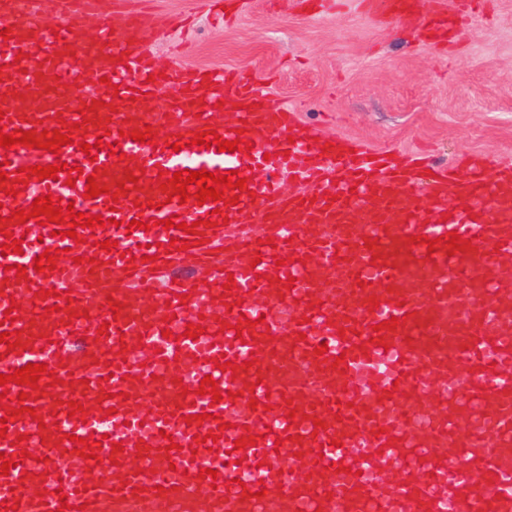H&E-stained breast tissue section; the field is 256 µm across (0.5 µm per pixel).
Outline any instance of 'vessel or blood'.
<instances>
[{"mask_svg": "<svg viewBox=\"0 0 512 512\" xmlns=\"http://www.w3.org/2000/svg\"><path fill=\"white\" fill-rule=\"evenodd\" d=\"M472 2L357 0L376 24L434 46L458 36ZM88 6L99 16L91 36ZM4 29L0 132L39 140L76 122L86 143L114 149L0 147L7 181L24 166L61 167L14 197L0 182V244L22 242L0 255V331L18 335L17 348L0 343V374L49 369L27 401L15 383L0 399V452L15 462L0 475V512H58L64 501L71 512H512V163L473 154L431 175L411 156L316 136L245 76L158 68L133 0H0ZM166 83L179 97L147 112ZM84 103L94 112L81 115ZM146 127L154 144L132 140ZM209 130L252 147L192 146ZM185 169L235 170L248 184L235 205L170 200ZM287 174L297 192H284ZM91 175L103 193L87 199ZM43 195L107 224L70 238L13 217ZM172 216L193 234L160 227ZM153 218L150 230L127 228ZM454 232L466 244L452 251ZM174 239L190 249L159 259ZM47 250L54 268L43 275L33 259ZM187 257L214 287L162 282ZM15 302L27 306L16 322L5 314ZM190 323L199 338L185 337ZM221 357L232 371L216 368ZM207 376L220 402L198 395ZM473 405L492 431L464 426ZM208 434L217 443L204 444ZM26 454L36 464L24 466ZM452 456L465 472L449 470ZM243 472L253 478L242 486Z\"/></svg>", "mask_w": 512, "mask_h": 512, "instance_id": "obj_1", "label": "vessel or blood"}]
</instances>
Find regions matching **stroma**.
Segmentation results:
<instances>
[{"label": "stroma", "mask_w": 512, "mask_h": 512, "mask_svg": "<svg viewBox=\"0 0 512 512\" xmlns=\"http://www.w3.org/2000/svg\"><path fill=\"white\" fill-rule=\"evenodd\" d=\"M492 2L445 48L374 26L353 0L329 16L302 0H245L222 17L209 0H144L143 18L157 65L249 75L322 134L438 165L463 154L512 162V0Z\"/></svg>", "instance_id": "35a3bbf8"}]
</instances>
